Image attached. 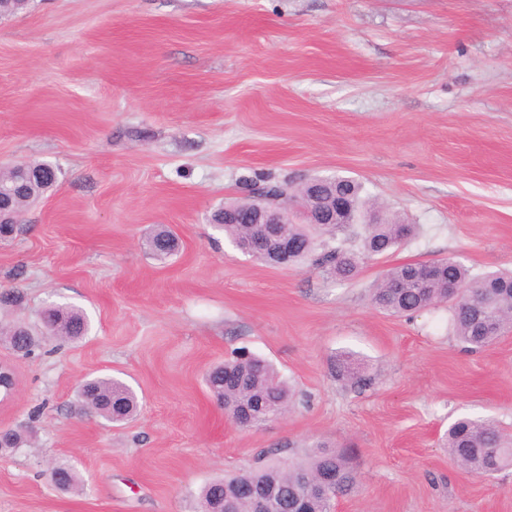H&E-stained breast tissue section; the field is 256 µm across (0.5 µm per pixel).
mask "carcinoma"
<instances>
[{
  "label": "carcinoma",
  "mask_w": 512,
  "mask_h": 512,
  "mask_svg": "<svg viewBox=\"0 0 512 512\" xmlns=\"http://www.w3.org/2000/svg\"><path fill=\"white\" fill-rule=\"evenodd\" d=\"M57 180L41 175L35 181H6L14 192V204L23 212L30 204L49 192ZM361 182L337 176L324 179L308 197V203L324 212L344 199L351 204L348 224H295L278 227L288 237L293 251L288 253V266L309 260L326 275L348 280L356 275L359 255L382 257L401 246L414 235L415 226L396 217L381 215L383 208L363 196ZM224 235L236 245L260 233L263 226L247 224L240 218L236 224H221ZM352 233L360 241L359 250L345 249L336 244L338 235ZM146 245L151 254L163 259L175 247L173 232L159 227ZM460 285L458 297L448 299V284ZM370 302L374 309L395 317L413 318L422 311L440 304H452V326L458 341L469 351H478L496 343L502 334L512 330V271H495L472 276L461 263L443 258L431 264L406 262L389 268L371 289ZM89 329L83 310L68 304L52 303L39 314V330L27 335L16 332V325L0 323V340L11 348H24L29 356L39 346L38 336L48 335L76 343ZM236 374L241 383L224 378V370ZM336 375L353 385L362 382L358 363L349 356L338 359ZM210 392L224 406V414L232 418L243 410L256 412L251 427L280 418L290 409L292 390L287 381L265 360L241 351L215 367L207 378ZM80 396L88 409L104 419L122 422L137 410V397L123 382L111 377L86 381ZM444 447L450 459L466 472L491 477L512 467V435L505 434L491 419L459 418L448 426ZM336 476V487L328 493L311 491L306 479L323 475ZM277 479L281 501L277 512H293L298 498L307 502V512H332L334 500L359 488V474L344 449H332L317 443L300 459L271 462L263 467L214 479L194 496L195 512H204L219 502V485L236 482L259 486L270 478Z\"/></svg>",
  "instance_id": "1"
}]
</instances>
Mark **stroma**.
<instances>
[{
  "label": "stroma",
  "instance_id": "35a3bbf8",
  "mask_svg": "<svg viewBox=\"0 0 512 512\" xmlns=\"http://www.w3.org/2000/svg\"><path fill=\"white\" fill-rule=\"evenodd\" d=\"M48 161L57 186L0 243L1 321L37 327L55 302L90 331L0 344L17 390L0 430V512H192L207 481L314 441L360 476L335 512H512V469L478 478L442 438L460 417L512 433V333L465 351L442 306L373 310L390 267L452 257L512 269V0H29L0 20V165ZM334 175L416 225L339 283L238 250L210 216L245 181ZM172 229L178 251L151 257ZM246 349L290 382L294 409L242 429L204 377ZM355 356L363 384L339 380ZM129 385L141 409L111 424L83 379ZM70 460L80 489L49 464ZM174 237L175 235L169 228L160 226L150 237H148L146 245L151 254L157 258L163 259L174 250Z\"/></svg>",
  "mask_w": 512,
  "mask_h": 512
}]
</instances>
